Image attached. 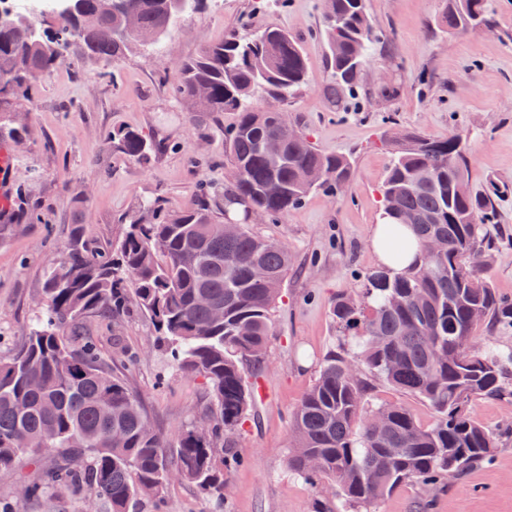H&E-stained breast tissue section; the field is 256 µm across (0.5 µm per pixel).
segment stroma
<instances>
[{
	"instance_id": "stroma-1",
	"label": "stroma",
	"mask_w": 512,
	"mask_h": 512,
	"mask_svg": "<svg viewBox=\"0 0 512 512\" xmlns=\"http://www.w3.org/2000/svg\"><path fill=\"white\" fill-rule=\"evenodd\" d=\"M447 6L448 0H366L380 46L364 81L374 87L385 76L397 92L368 96L349 112L326 95L322 0H209L161 44L105 67L74 58L35 85L34 108L22 119L28 135L12 146L4 176L8 192L28 182L32 194L28 215L0 237V357L24 336L40 305L44 273L66 251L70 224L81 222L88 238L106 247L118 243L123 218L142 201L160 198L184 210L194 206L201 180L220 190L228 185L223 131L237 115L186 111L171 96L174 67L241 25H280L307 65L304 84L282 111L316 148L352 155L354 166L342 193H312L282 222L250 225L283 242L290 264L259 374L270 396L255 401L240 438L244 462L224 477V512H314L320 489L288 468L290 420L322 360L339 348L330 313L337 294L379 266L368 237L382 214L386 135L405 130L466 141L469 186L497 204L488 276L501 297L512 298V0H488L490 28L468 33L444 31ZM117 127L149 134L165 147L145 163L124 159L103 141ZM92 331L106 356L136 354L127 380L164 434L174 435L198 414L207 385L156 346L146 320L129 316L116 334L101 325ZM431 512H512V439L501 442L488 464L438 490Z\"/></svg>"
}]
</instances>
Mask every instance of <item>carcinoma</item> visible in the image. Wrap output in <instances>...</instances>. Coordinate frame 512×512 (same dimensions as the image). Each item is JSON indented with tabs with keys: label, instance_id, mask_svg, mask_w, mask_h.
<instances>
[{
	"label": "carcinoma",
	"instance_id": "cac0c4a2",
	"mask_svg": "<svg viewBox=\"0 0 512 512\" xmlns=\"http://www.w3.org/2000/svg\"><path fill=\"white\" fill-rule=\"evenodd\" d=\"M203 2L182 0L176 8L173 0H76L45 27L0 26V137H26L13 114L71 55L112 65L158 43ZM487 3L448 0L441 26L450 34L487 27ZM130 12L136 29L120 37ZM324 15L327 93L339 106L359 98L375 37L365 0H324ZM304 76L298 42L277 26L231 35L177 62L171 94L178 103L190 112L239 114L224 131L231 189L212 197L205 180L194 208L170 210L159 199L139 205L114 249L93 245L84 225L71 226L67 252L45 275L44 307L22 344L0 359V476L18 478L23 499L88 498L101 512H136L143 498L161 506L176 479L216 508L224 504V473L242 462L238 440L252 408L247 374L264 362L289 265L287 247L247 223L278 221L317 189L341 190L353 168L351 157L315 148L284 113L253 106L257 96L287 100ZM107 140L122 157L142 162L161 148L136 130L114 129ZM383 144L391 162L381 201L384 212H398L386 231L388 260L400 263L409 247L397 228L405 222L421 250L403 272L374 270L356 294L336 296L332 315L347 340L321 363L291 419L289 468L312 484L328 483L336 500L318 512L373 504L406 482L432 492L489 461L498 438L471 403L512 401V346L474 339L489 319L512 329V299L469 264L471 252L485 254L494 243V198L470 191L467 149L456 135L407 132ZM255 267L267 277L254 278ZM133 313L209 389L202 417L171 440L126 385L125 361L104 358L88 331L93 321L118 327ZM373 381L424 400L433 423L420 425L400 404L369 403ZM48 452L55 464L25 479L23 469Z\"/></svg>",
	"mask_w": 512,
	"mask_h": 512
}]
</instances>
